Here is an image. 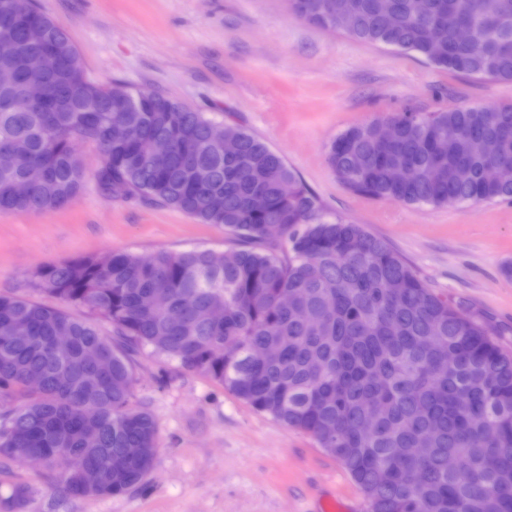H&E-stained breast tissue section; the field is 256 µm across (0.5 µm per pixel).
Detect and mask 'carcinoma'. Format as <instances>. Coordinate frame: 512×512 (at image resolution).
Masks as SVG:
<instances>
[{"mask_svg":"<svg viewBox=\"0 0 512 512\" xmlns=\"http://www.w3.org/2000/svg\"><path fill=\"white\" fill-rule=\"evenodd\" d=\"M0 0V34L11 33L17 74L0 89V212H48L70 204L87 175L100 190L116 187L145 203L177 209L235 235L222 251H124L77 256L39 267L37 285L66 304L98 314L115 336L63 308L0 294V454L43 456L61 467L62 489L89 493L68 480L77 466L99 470V496L141 485L157 454L151 415L132 405L130 355L141 347L209 376L258 412L310 435L363 490L370 512H512V353L479 323L434 293L385 241L343 216L329 215L317 194L283 157L231 119L224 154L216 120L157 93L139 95L122 82L87 74L68 34L35 9L15 23ZM315 24L340 12L341 0H289ZM348 35L412 53L430 64L494 82H512V0H349ZM472 38L462 42L456 29ZM44 87L32 103L24 87ZM397 138L378 141L374 122L353 125L328 146L326 161L350 192L407 205L453 207L512 202V179L488 185L491 162L512 170V105L433 112L407 109L387 117ZM114 122L133 127L112 143ZM168 140L164 159L152 145ZM498 140L501 152L486 154ZM94 146L87 170L75 142ZM31 167L44 172L16 199L9 184ZM406 167L411 180L390 178ZM261 195L265 207L252 208ZM292 295L282 307L278 297ZM224 307V320L211 310ZM181 321L171 324L167 312ZM17 325L28 339L13 340ZM435 333V350L424 337ZM74 337L67 354L53 337ZM102 347L108 372L84 358ZM273 355L252 362L247 352ZM41 378L37 390L29 376ZM377 432L362 433L366 417ZM92 437L96 447H85ZM424 448L420 458L410 448ZM459 459L448 469V457ZM17 485L0 501L22 507Z\"/></svg>","mask_w":512,"mask_h":512,"instance_id":"obj_1","label":"carcinoma"}]
</instances>
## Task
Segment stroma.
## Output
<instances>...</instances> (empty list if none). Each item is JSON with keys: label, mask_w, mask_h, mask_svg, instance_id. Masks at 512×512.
Here are the masks:
<instances>
[{"label": "stroma", "mask_w": 512, "mask_h": 512, "mask_svg": "<svg viewBox=\"0 0 512 512\" xmlns=\"http://www.w3.org/2000/svg\"><path fill=\"white\" fill-rule=\"evenodd\" d=\"M77 47L90 76L124 81L234 120L278 152L324 201L383 239L436 294L480 319L512 352V202L435 208L349 193L326 161L350 126L407 108L512 104V82L435 67L297 17L288 0H32ZM228 233L183 213L101 192L86 180L67 207L0 213V293L49 306L35 270L76 256L221 251ZM133 403L159 449L127 494L75 497L58 466L0 456V497L30 493L22 512H321L330 496L369 512L358 485L309 435L224 386L145 347Z\"/></svg>", "instance_id": "35a3bbf8"}]
</instances>
